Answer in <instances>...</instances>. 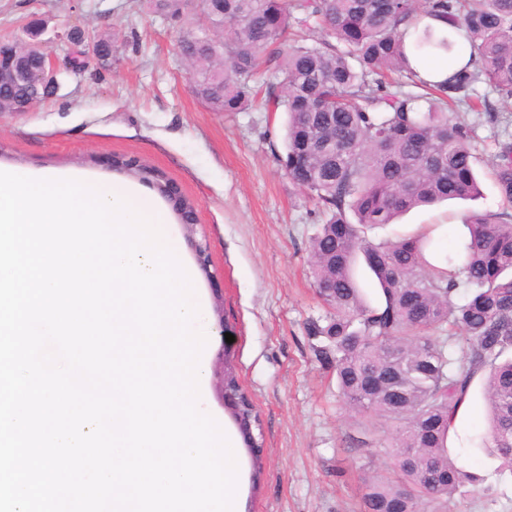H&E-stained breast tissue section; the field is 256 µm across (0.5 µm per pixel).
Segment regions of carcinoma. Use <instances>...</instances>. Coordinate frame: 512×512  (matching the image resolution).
I'll return each instance as SVG.
<instances>
[{"instance_id": "cac0c4a2", "label": "carcinoma", "mask_w": 512, "mask_h": 512, "mask_svg": "<svg viewBox=\"0 0 512 512\" xmlns=\"http://www.w3.org/2000/svg\"><path fill=\"white\" fill-rule=\"evenodd\" d=\"M209 20L220 39L188 31L182 40L196 95L216 112H243L264 70V110L287 115L277 160L324 216L310 251L327 312L308 335L316 357L336 364L352 411L373 419L349 447L383 448L392 466L364 478L363 512H454L471 491L492 498L484 475L451 458L448 440L478 381L489 426L481 451L512 468V138L494 155L506 207L470 217L463 259L436 267L426 257L432 239L376 243L364 228L479 194L473 126L448 110L465 105L498 121L487 99H473L479 83L512 99V0H223ZM295 20L321 38L288 43ZM461 29L463 50L453 38ZM413 55L446 58L450 71L428 83ZM391 73L405 78L395 89ZM52 91L0 86V112ZM359 259L380 287L373 303L355 277Z\"/></svg>"}]
</instances>
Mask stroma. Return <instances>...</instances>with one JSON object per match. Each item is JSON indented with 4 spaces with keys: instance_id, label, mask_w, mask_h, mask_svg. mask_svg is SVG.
<instances>
[{
    "instance_id": "1",
    "label": "stroma",
    "mask_w": 512,
    "mask_h": 512,
    "mask_svg": "<svg viewBox=\"0 0 512 512\" xmlns=\"http://www.w3.org/2000/svg\"><path fill=\"white\" fill-rule=\"evenodd\" d=\"M201 21L196 0H184L177 17L149 0H0V39L26 44L28 29L38 28L59 61L54 95L21 113L0 112V166L134 185L164 213L191 267L194 247L171 200L194 201L196 233L211 256L210 274L196 278L208 310L207 364L214 369L232 356L262 436L258 474L244 440L236 442L238 512H360L371 451L348 447L358 418L307 334L308 322L325 313L309 262L322 218L274 156L283 146L285 113L257 102L243 112H215L195 95L181 40ZM74 26L84 31V43L58 40V32ZM102 35L112 41L108 62L91 49ZM476 90L501 117L475 123L481 197L413 210L397 223L368 227L369 239L392 240L436 224L445 254L457 249L472 212L502 209L492 177L494 140L512 133V99L483 83ZM129 158L163 172L171 197L113 169V160ZM229 334L234 342H226ZM483 411L476 385L450 444L461 466L486 476L494 495L471 493L456 512H512V472L476 448Z\"/></svg>"
}]
</instances>
